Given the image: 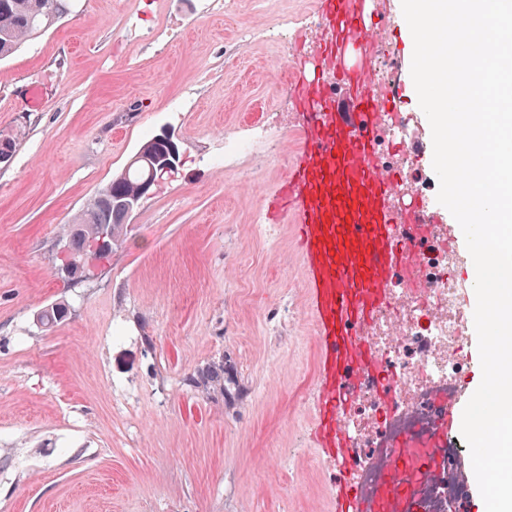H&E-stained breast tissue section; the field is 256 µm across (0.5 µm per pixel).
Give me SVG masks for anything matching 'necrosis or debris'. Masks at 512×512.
<instances>
[{"mask_svg": "<svg viewBox=\"0 0 512 512\" xmlns=\"http://www.w3.org/2000/svg\"><path fill=\"white\" fill-rule=\"evenodd\" d=\"M427 270L429 288L424 304L409 315L397 341L383 338L380 343L387 381L401 386L399 405L386 411L376 400H365L359 404L356 417L348 422L358 450L355 477L365 500L372 499L382 485L391 439L404 436L419 445L429 442L438 432L442 413L464 372L462 363H448L443 356L449 342L463 338V320L443 316L444 309L458 307L461 286L441 274L436 261H428ZM364 419L373 425L372 436H364L360 429ZM455 457V449L440 448L432 476L420 479L416 468H409L400 478L402 488L415 500L428 503L430 512H444Z\"/></svg>", "mask_w": 512, "mask_h": 512, "instance_id": "necrosis-or-debris-1", "label": "necrosis or debris"}]
</instances>
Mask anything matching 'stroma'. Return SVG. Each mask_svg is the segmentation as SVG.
Instances as JSON below:
<instances>
[{"instance_id":"stroma-1","label":"stroma","mask_w":512,"mask_h":512,"mask_svg":"<svg viewBox=\"0 0 512 512\" xmlns=\"http://www.w3.org/2000/svg\"><path fill=\"white\" fill-rule=\"evenodd\" d=\"M380 54L407 84L397 170L452 238L437 201L428 119L411 87V32L371 0ZM318 0H71L0 60V512H333L332 463L311 447L319 350L292 219L262 199L297 157L294 83ZM169 130L182 163L128 218L95 281L54 276L60 232L140 146ZM252 151L225 157L224 140ZM66 319L47 330L56 302ZM223 362L227 389L189 382Z\"/></svg>"}]
</instances>
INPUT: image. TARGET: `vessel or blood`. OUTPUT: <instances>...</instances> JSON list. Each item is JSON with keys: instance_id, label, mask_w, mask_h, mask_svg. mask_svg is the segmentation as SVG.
<instances>
[{"instance_id": "vessel-or-blood-1", "label": "vessel or blood", "mask_w": 512, "mask_h": 512, "mask_svg": "<svg viewBox=\"0 0 512 512\" xmlns=\"http://www.w3.org/2000/svg\"><path fill=\"white\" fill-rule=\"evenodd\" d=\"M367 2L319 0L324 27L315 55L321 70L298 88V160L266 201L269 216H292L298 233L320 349L312 439L336 465V512H374L348 479L355 449L345 427L347 410L381 374L369 330L376 312L391 305L389 274L407 273L415 298L426 295L413 271L433 221L424 204H391L402 183L380 163L375 138L380 117L404 121L405 88L378 96L364 74L375 55ZM338 85L344 97L336 96Z\"/></svg>"}]
</instances>
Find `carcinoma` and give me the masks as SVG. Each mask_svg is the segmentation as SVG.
<instances>
[{
  "mask_svg": "<svg viewBox=\"0 0 512 512\" xmlns=\"http://www.w3.org/2000/svg\"><path fill=\"white\" fill-rule=\"evenodd\" d=\"M42 2L44 0H0V60L13 55L31 37L30 20L41 13ZM148 173L143 161L126 167L120 176L90 199L73 223L64 225L63 237L72 253L85 251L102 224L111 225L115 242H125L128 215L118 202L140 194ZM68 312L66 304L56 303L43 309L38 319L49 330L64 321ZM191 382L206 392L221 390L224 388V367L210 365L203 368Z\"/></svg>",
  "mask_w": 512,
  "mask_h": 512,
  "instance_id": "cac0c4a2",
  "label": "carcinoma"
}]
</instances>
